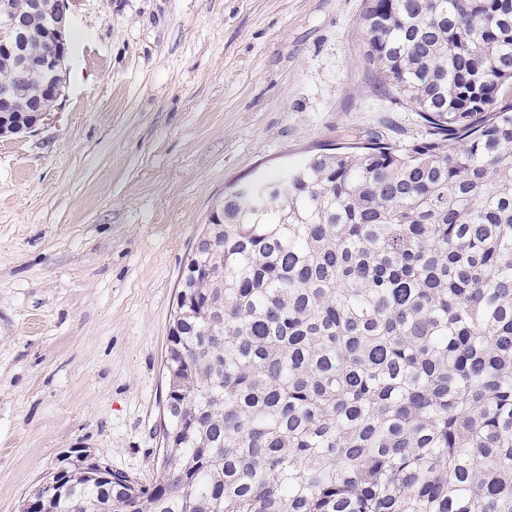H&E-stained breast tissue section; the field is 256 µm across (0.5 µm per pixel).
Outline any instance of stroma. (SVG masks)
<instances>
[{
	"label": "stroma",
	"instance_id": "35a3bbf8",
	"mask_svg": "<svg viewBox=\"0 0 512 512\" xmlns=\"http://www.w3.org/2000/svg\"><path fill=\"white\" fill-rule=\"evenodd\" d=\"M363 4L80 0L57 112L0 139V512L74 448L155 482L176 287L231 182L421 137Z\"/></svg>",
	"mask_w": 512,
	"mask_h": 512
}]
</instances>
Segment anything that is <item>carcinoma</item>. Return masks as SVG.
Masks as SVG:
<instances>
[{"instance_id":"carcinoma-1","label":"carcinoma","mask_w":512,"mask_h":512,"mask_svg":"<svg viewBox=\"0 0 512 512\" xmlns=\"http://www.w3.org/2000/svg\"><path fill=\"white\" fill-rule=\"evenodd\" d=\"M361 21L425 134L224 194L182 275L155 484L79 460L35 512H512V0H364ZM0 87L57 102L4 57Z\"/></svg>"}]
</instances>
